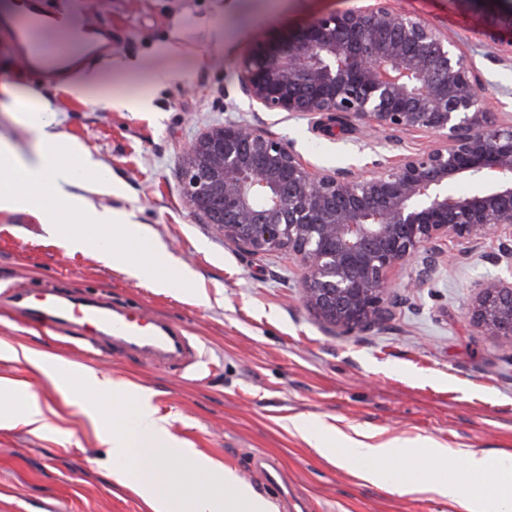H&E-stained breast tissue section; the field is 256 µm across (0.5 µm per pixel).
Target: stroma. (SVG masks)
Wrapping results in <instances>:
<instances>
[{
    "label": "stroma",
    "instance_id": "stroma-1",
    "mask_svg": "<svg viewBox=\"0 0 512 512\" xmlns=\"http://www.w3.org/2000/svg\"><path fill=\"white\" fill-rule=\"evenodd\" d=\"M15 0H0V137L30 154L36 134L8 113L25 87L48 90L56 130L80 142L112 192L99 208L142 224L137 251L164 253L174 288H155L98 256L65 248L54 227L25 212L0 211V383L30 390L50 409L46 428H0V512H147L116 484L107 447L76 392H58L46 371L17 351L28 348L74 366L104 369L143 388L171 416L183 447L234 470L278 512H464L427 493L391 491L339 467L297 434L289 419L308 416L346 434L426 439L440 447L512 454V341L488 336L468 315L486 280L506 276L497 244L454 255L423 287L416 267L401 271V300L388 323L341 335L303 304L300 272L285 252L251 255L225 243L215 225L191 213L180 167L187 148L226 122L248 123L292 145L322 170L362 168L429 144L418 133L341 131L321 116L252 106L238 87V64L253 44L273 40L315 16L368 6L369 0H50L74 4L82 31L111 29L106 47L134 58L129 76L108 80L88 100L68 96L54 74L59 60L27 69L10 22ZM468 52L488 111L512 122L511 48L489 36L471 0H395ZM172 49L155 53L157 45ZM182 72L163 86L158 71ZM120 94L151 109L115 112ZM53 286L142 309L182 328L200 359L179 368L102 343L64 339L8 303V288ZM264 457L281 473L268 484L254 467Z\"/></svg>",
    "mask_w": 512,
    "mask_h": 512
}]
</instances>
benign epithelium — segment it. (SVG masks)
I'll return each mask as SVG.
<instances>
[{"instance_id":"1","label":"benign epithelium","mask_w":512,"mask_h":512,"mask_svg":"<svg viewBox=\"0 0 512 512\" xmlns=\"http://www.w3.org/2000/svg\"><path fill=\"white\" fill-rule=\"evenodd\" d=\"M486 21L512 48V8ZM239 87L266 112L334 113L352 128L430 138L387 163L336 171L243 123L215 127L185 152L192 212L249 254L291 255L302 301L321 322L342 334L387 322L395 274L417 263L407 287H422L447 245L466 253L496 242L497 262L512 269V124L486 110L472 61L439 29L391 0L329 12L255 44ZM463 179L476 187L448 194ZM469 316L486 335L512 340V278L481 284Z\"/></svg>"}]
</instances>
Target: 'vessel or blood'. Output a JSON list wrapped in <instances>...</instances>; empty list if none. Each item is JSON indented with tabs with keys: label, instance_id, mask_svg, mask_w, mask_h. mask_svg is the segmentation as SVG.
I'll list each match as a JSON object with an SVG mask.
<instances>
[{
	"label": "vessel or blood",
	"instance_id": "vessel-or-blood-1",
	"mask_svg": "<svg viewBox=\"0 0 512 512\" xmlns=\"http://www.w3.org/2000/svg\"><path fill=\"white\" fill-rule=\"evenodd\" d=\"M59 22L58 16L46 11L44 0H26L25 13L15 22L14 38L17 47L24 52L27 65H34L35 53L45 47L41 33ZM7 295L15 306L35 319L77 329L84 338H107L113 345L140 350L151 359L177 365L197 359L195 350L179 329L157 321L148 313L121 311L104 299H64L50 288L34 301L22 288L9 289Z\"/></svg>",
	"mask_w": 512,
	"mask_h": 512
}]
</instances>
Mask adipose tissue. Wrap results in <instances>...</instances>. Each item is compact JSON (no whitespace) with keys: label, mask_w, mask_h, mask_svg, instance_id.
Instances as JSON below:
<instances>
[{"label":"adipose tissue","mask_w":512,"mask_h":512,"mask_svg":"<svg viewBox=\"0 0 512 512\" xmlns=\"http://www.w3.org/2000/svg\"><path fill=\"white\" fill-rule=\"evenodd\" d=\"M68 48L79 57L82 44L73 41ZM134 65L131 58L79 57L66 74L67 90L75 98H85L106 76L132 72ZM26 97L29 104L19 113L37 132L40 145L24 157L0 139V210L34 214L40 223L60 228L72 250L102 253L138 279L165 287V280L156 275L155 259L130 258L126 244L138 237L139 225L95 205L94 195L111 192V179L88 178L93 159L78 142L52 129L46 117L49 101L36 89ZM61 155L75 157L76 165H59ZM74 215L79 218L75 224L70 221ZM54 379L61 389L77 386L96 395V402L85 404L84 410L98 439L109 448L112 477L139 496L148 512H276L269 499L233 470L180 448L167 417L144 391L116 381L108 372L78 368L63 359L57 362ZM0 393L10 401L9 409L0 412V424L45 426V411L36 395L15 385L0 387ZM105 396L117 404L134 403V413L124 418L103 412L98 400ZM292 426L336 466H357L386 488L426 489L460 504L465 512H512L511 455L491 457L462 450L452 454L425 439L414 444L397 438L378 444L350 439L340 448L335 434L321 424L299 417ZM157 469L169 470L170 480L157 484L152 476Z\"/></svg>","instance_id":"adipose-tissue-1"}]
</instances>
